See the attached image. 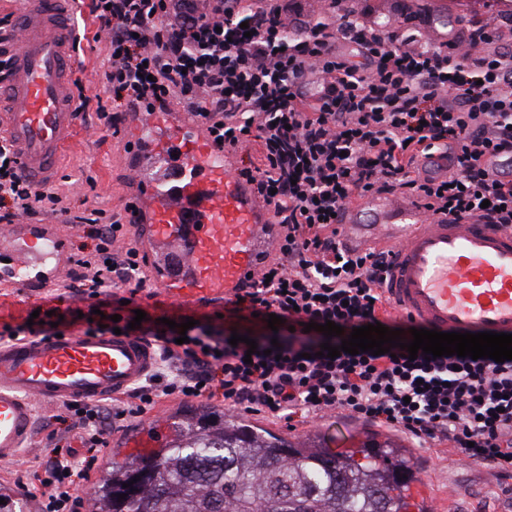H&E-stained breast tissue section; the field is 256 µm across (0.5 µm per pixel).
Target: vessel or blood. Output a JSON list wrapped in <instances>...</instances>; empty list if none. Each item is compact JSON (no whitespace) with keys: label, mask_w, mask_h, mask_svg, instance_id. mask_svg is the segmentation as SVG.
Wrapping results in <instances>:
<instances>
[{"label":"vessel or blood","mask_w":512,"mask_h":512,"mask_svg":"<svg viewBox=\"0 0 512 512\" xmlns=\"http://www.w3.org/2000/svg\"><path fill=\"white\" fill-rule=\"evenodd\" d=\"M71 3L23 0L13 73L0 82V132L38 185L49 184L78 122ZM131 133L133 153L161 174L139 180L128 211L159 285L195 305L233 297L267 263L275 234L269 205L238 174L237 152L218 150L188 112H133ZM340 227L351 249L393 251L387 292L400 314L442 332L512 334V228L376 193L345 208ZM72 236L65 224L0 227V283L28 295L62 277ZM154 362L152 344L136 336L0 342V464L31 444L36 404L106 397L147 376Z\"/></svg>","instance_id":"1"}]
</instances>
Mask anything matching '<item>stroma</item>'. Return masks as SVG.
Wrapping results in <instances>:
<instances>
[{"label": "stroma", "instance_id": "1", "mask_svg": "<svg viewBox=\"0 0 512 512\" xmlns=\"http://www.w3.org/2000/svg\"><path fill=\"white\" fill-rule=\"evenodd\" d=\"M89 4L90 0H77L75 5L76 22L86 25L82 40L84 52L76 77L84 87L87 103L81 122L63 151L58 180L72 214L81 216L94 209L109 214L123 212L127 201L135 194L126 139L112 135L97 114V105L101 102L112 113L126 112L127 106L111 101L105 94L106 46L93 39L95 27L89 22ZM342 6L354 10L367 26L389 22L399 33L407 35L418 30L433 39L438 36L435 23L439 20L458 29H468L512 14V0H487L483 6L475 0H343ZM79 304L78 296L59 283L31 297H19L11 289L0 287V325L22 321L39 307L64 309ZM202 409L219 415L226 412L224 405L218 402L186 400L172 395L162 398L146 418L118 421L108 436L106 452L99 457L89 480L79 490L83 499L79 512H91L88 495L94 484L105 474L110 462L131 453L145 422H156L157 439L163 442L170 434L169 416ZM64 414V406L38 405L31 447L24 451L19 462L0 466V488L8 492L4 505L10 512H35L39 508L41 489L16 494V478L27 471L42 470L51 459V435H58L65 445L79 448V439L59 422ZM245 419L293 441L310 437L322 440L336 451L356 447L369 435L381 442L392 441L413 465L411 492L424 512H512V479L488 467L460 462L447 442L435 440L420 446L400 432L358 420L341 409L325 411L293 430L270 415L249 413Z\"/></svg>", "mask_w": 512, "mask_h": 512}]
</instances>
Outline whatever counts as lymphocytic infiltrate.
I'll list each match as a JSON object with an SVG mask.
<instances>
[{
    "label": "lymphocytic infiltrate",
    "mask_w": 512,
    "mask_h": 512,
    "mask_svg": "<svg viewBox=\"0 0 512 512\" xmlns=\"http://www.w3.org/2000/svg\"><path fill=\"white\" fill-rule=\"evenodd\" d=\"M96 39L108 46L106 91L113 101L147 111L179 99L212 133L235 149L254 144L258 161L240 173L272 206L278 256L249 288L225 304V318L188 329L145 317L133 326L131 305L116 291L144 287L135 247L121 217L81 219L76 293L86 310L66 309L58 325L0 327V341L54 336L89 327L150 337L158 349L153 374L134 403H66L65 420L84 450L54 453L42 512H73L81 481L108 447L115 421L139 418L159 399L223 400L287 425L336 408L409 436L447 440L460 461L512 477V360L442 356L416 359L364 352L328 358L322 343L340 346L308 323L328 321L344 334L368 323L389 325L384 252L340 245L339 216L353 194L408 192L426 210L489 219L512 227V49L492 47L452 57L443 45L366 27L353 13L336 26L293 14L279 0L258 7L240 0H91ZM356 55L338 52V42ZM442 154L447 174L424 175ZM67 213L58 188L20 172L18 151L0 133V218L44 210ZM281 317L270 329L269 315ZM244 342L230 344L225 320ZM187 342H180V335ZM255 338L249 349L247 338Z\"/></svg>",
    "instance_id": "obj_1"
}]
</instances>
